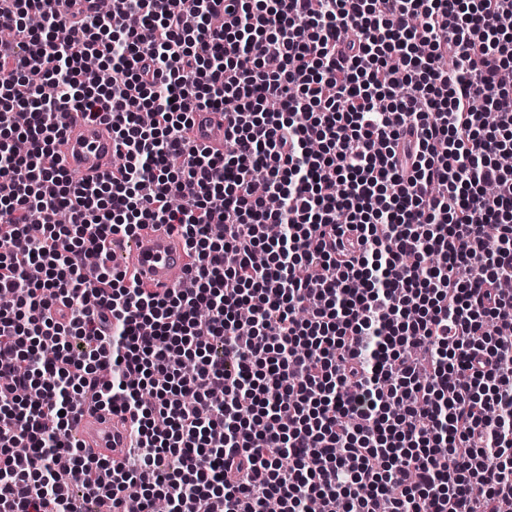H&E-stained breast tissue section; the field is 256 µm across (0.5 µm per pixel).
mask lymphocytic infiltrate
<instances>
[{
	"label": "lymphocytic infiltrate",
	"instance_id": "lymphocytic-infiltrate-1",
	"mask_svg": "<svg viewBox=\"0 0 512 512\" xmlns=\"http://www.w3.org/2000/svg\"><path fill=\"white\" fill-rule=\"evenodd\" d=\"M211 2L0 0V235L43 219L0 256V512H499L512 0H232L229 29ZM73 112L110 122L112 178L48 166ZM148 224L191 287L88 270ZM87 402L129 415L136 465L72 441ZM194 134L197 140L213 149L224 151V116L210 109H193Z\"/></svg>",
	"mask_w": 512,
	"mask_h": 512
}]
</instances>
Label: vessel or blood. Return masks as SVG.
Segmentation results:
<instances>
[{
    "instance_id": "obj_1",
    "label": "vessel or blood",
    "mask_w": 512,
    "mask_h": 512,
    "mask_svg": "<svg viewBox=\"0 0 512 512\" xmlns=\"http://www.w3.org/2000/svg\"><path fill=\"white\" fill-rule=\"evenodd\" d=\"M194 134L211 148L224 147V116L210 109H194ZM115 143L107 124L97 120L71 121L67 124L63 150L58 155L61 167L81 176L103 179L112 174ZM189 257L174 235L162 230H143L135 238L126 271L145 288L164 292L188 287L186 275ZM73 440L81 447L101 453L113 461L121 460L130 447L128 426L119 415L93 404H85L70 429Z\"/></svg>"
}]
</instances>
